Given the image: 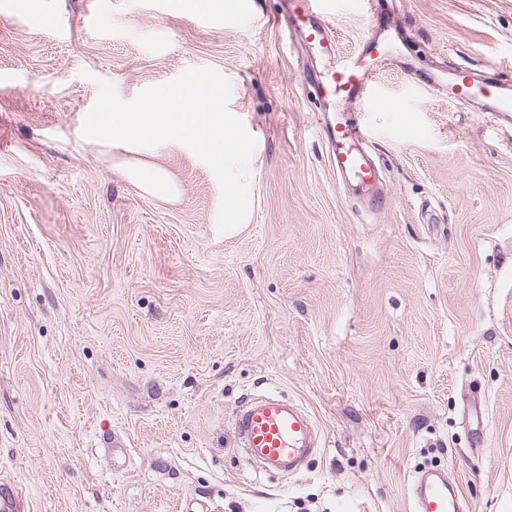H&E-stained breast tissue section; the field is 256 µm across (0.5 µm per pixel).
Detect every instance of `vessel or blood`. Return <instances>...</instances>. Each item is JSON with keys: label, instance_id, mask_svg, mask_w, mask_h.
Segmentation results:
<instances>
[{"label": "vessel or blood", "instance_id": "vessel-or-blood-1", "mask_svg": "<svg viewBox=\"0 0 512 512\" xmlns=\"http://www.w3.org/2000/svg\"><path fill=\"white\" fill-rule=\"evenodd\" d=\"M288 32L307 44L318 47L333 59V64L314 81L316 98L340 95L349 104H357L365 95L370 75L388 66H397L412 76L416 68L411 59L393 53L385 35L393 26L385 16H377L379 33L368 38L352 54H338L335 39L322 21V0H293ZM429 85L447 86L451 98L476 103L485 112H512V77L496 80L478 79L467 69H450L428 74ZM332 148L337 173L354 179L362 187L375 186L379 167L364 151L352 149V142L363 137L359 122L339 120L324 128ZM239 447L250 460L259 463L263 473L278 477L300 472L311 460L318 446V433L310 414L298 403L283 396L266 393L244 400L233 418ZM413 512H469L464 498L448 485L440 471L417 474L412 482Z\"/></svg>", "mask_w": 512, "mask_h": 512}]
</instances>
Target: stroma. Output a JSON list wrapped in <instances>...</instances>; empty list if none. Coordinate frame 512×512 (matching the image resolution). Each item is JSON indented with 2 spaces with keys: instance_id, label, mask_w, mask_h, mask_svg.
I'll return each mask as SVG.
<instances>
[{
  "instance_id": "35a3bbf8",
  "label": "stroma",
  "mask_w": 512,
  "mask_h": 512,
  "mask_svg": "<svg viewBox=\"0 0 512 512\" xmlns=\"http://www.w3.org/2000/svg\"><path fill=\"white\" fill-rule=\"evenodd\" d=\"M289 4L0 0V476L26 512H412V475L436 466L470 512H512V112L394 67L359 110L315 99L332 61L289 39ZM385 10L420 71L512 74V0ZM324 20L343 55L376 29L361 0H326ZM206 66L257 140L230 238L186 145L81 135L96 79L129 102ZM349 110L379 208L332 166L323 126ZM129 162L178 195L145 193ZM265 392L316 422L287 478L235 440L240 401ZM126 175L132 182L152 196L168 198L176 193V186L161 168L132 165L127 168Z\"/></svg>"
}]
</instances>
